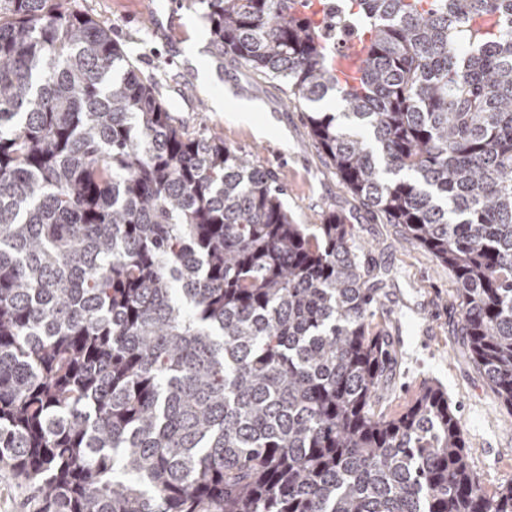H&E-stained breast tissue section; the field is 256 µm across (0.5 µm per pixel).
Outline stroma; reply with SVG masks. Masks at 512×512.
<instances>
[{
	"label": "stroma",
	"mask_w": 512,
	"mask_h": 512,
	"mask_svg": "<svg viewBox=\"0 0 512 512\" xmlns=\"http://www.w3.org/2000/svg\"><path fill=\"white\" fill-rule=\"evenodd\" d=\"M111 26L113 38L140 70L156 75L161 95L186 129L217 132L225 144L273 170L295 223L318 224L328 210L345 216L360 261L383 271L372 330L390 337L397 362L378 411L398 415L428 385H438L460 418L470 467L489 491L512 483V412L477 369L460 332L457 283L401 225L377 218L341 184L317 150L307 107L290 103L284 85L258 77L232 57L204 48L209 25L196 0H65ZM233 100L216 110L214 97ZM256 105L251 121L238 102Z\"/></svg>",
	"instance_id": "1"
}]
</instances>
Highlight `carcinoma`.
I'll list each match as a JSON object with an SVG mask.
<instances>
[{
    "mask_svg": "<svg viewBox=\"0 0 512 512\" xmlns=\"http://www.w3.org/2000/svg\"><path fill=\"white\" fill-rule=\"evenodd\" d=\"M207 52L288 85L342 184L456 277L512 409V0H199ZM60 0H0V465L36 512H512L436 387L376 411L381 279L345 217L188 132ZM368 37L336 83L329 30Z\"/></svg>",
    "mask_w": 512,
    "mask_h": 512,
    "instance_id": "cac0c4a2",
    "label": "carcinoma"
}]
</instances>
